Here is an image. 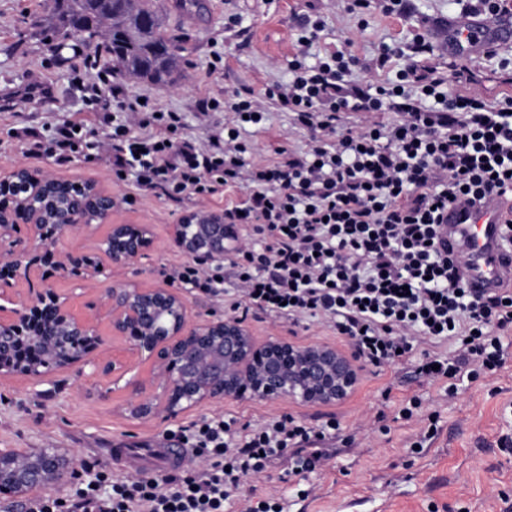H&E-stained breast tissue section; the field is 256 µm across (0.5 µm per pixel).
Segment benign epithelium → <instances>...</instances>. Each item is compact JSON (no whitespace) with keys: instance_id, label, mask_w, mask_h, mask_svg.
<instances>
[{"instance_id":"1","label":"benign epithelium","mask_w":512,"mask_h":512,"mask_svg":"<svg viewBox=\"0 0 512 512\" xmlns=\"http://www.w3.org/2000/svg\"><path fill=\"white\" fill-rule=\"evenodd\" d=\"M53 177L43 171L13 168L0 172V184L22 190L25 197L0 200V382L27 377L36 384L77 362L130 390L125 411L133 418L175 419L203 404L228 399L329 404L347 399L360 382V368L334 345H296L278 338L259 340L233 317L202 322L184 295L173 288H141L122 281L102 291L99 311L79 314L72 296L45 290L34 295L16 281L31 280L45 264L82 283L96 285L101 259L128 267L152 247L150 224H114L94 252L58 253L60 237L92 226L85 215V183L73 184L67 213L53 224L37 221L35 200ZM101 207L96 221L107 222L116 201L97 191ZM25 236H18L19 225ZM173 241L184 253L222 260L241 245L237 228L224 213L200 210L194 223L175 224ZM106 316L118 351H102L100 316ZM36 346L39 356L24 360L17 352ZM146 364L150 378H139ZM81 463L69 448H0V492L29 500L78 475Z\"/></svg>"}]
</instances>
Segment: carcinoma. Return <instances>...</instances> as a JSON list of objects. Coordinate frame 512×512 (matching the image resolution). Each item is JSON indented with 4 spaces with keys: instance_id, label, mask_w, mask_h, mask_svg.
Masks as SVG:
<instances>
[{
    "instance_id": "carcinoma-1",
    "label": "carcinoma",
    "mask_w": 512,
    "mask_h": 512,
    "mask_svg": "<svg viewBox=\"0 0 512 512\" xmlns=\"http://www.w3.org/2000/svg\"><path fill=\"white\" fill-rule=\"evenodd\" d=\"M55 30L84 41L104 38L113 67L138 80L163 82L183 60L153 0H59Z\"/></svg>"
}]
</instances>
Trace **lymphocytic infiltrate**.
I'll list each match as a JSON object with an SVG mask.
<instances>
[{
	"mask_svg": "<svg viewBox=\"0 0 512 512\" xmlns=\"http://www.w3.org/2000/svg\"><path fill=\"white\" fill-rule=\"evenodd\" d=\"M323 28L304 20L286 83L260 97L244 87L221 101L201 99V111L229 114L207 143L182 134L181 113L135 99L121 109L138 114L137 126L113 122L107 141L96 143L66 122L34 136L30 152L60 164L107 156L113 177L141 196L227 193L224 221L248 227L247 241L225 262L181 263L172 280L213 294L232 267L231 311L323 321L375 367L400 361L420 341L449 343L450 353L423 352L413 373L455 395L460 383L497 373L512 355L504 342L512 289L471 292L462 255L444 250L441 238L449 205L489 193L512 199V96L454 92L435 45L419 35L404 49L378 45L377 68L400 59L394 77L352 84L362 62L351 52L309 60ZM271 105L291 113L308 139L302 151L282 147L274 160L256 163L244 132L263 128ZM380 112L393 120L375 121ZM353 114L360 124H350ZM338 428L333 418L318 428L290 415L240 428L232 418L205 417L181 433L204 468L149 478L103 473L75 499L41 498L29 512H228L237 504L277 512L280 499H240L243 481L282 458L291 474L314 472L326 458L321 444Z\"/></svg>",
	"mask_w": 512,
	"mask_h": 512,
	"instance_id": "1",
	"label": "lymphocytic infiltrate"
}]
</instances>
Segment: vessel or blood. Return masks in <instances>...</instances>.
I'll return each instance as SVG.
<instances>
[{"label": "vessel or blood", "instance_id": "obj_1", "mask_svg": "<svg viewBox=\"0 0 512 512\" xmlns=\"http://www.w3.org/2000/svg\"><path fill=\"white\" fill-rule=\"evenodd\" d=\"M443 39L448 56L460 63L471 61L486 47L512 43V19L468 16L449 19ZM502 197L486 195L472 204L450 207L443 221L442 236L449 249L463 254L464 277L468 287L490 292L512 288V250L500 242L504 211L511 206ZM188 452L183 448H153L148 453L117 445L112 460L134 472H166L185 465Z\"/></svg>", "mask_w": 512, "mask_h": 512}]
</instances>
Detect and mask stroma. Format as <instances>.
<instances>
[{
  "label": "stroma",
  "mask_w": 512,
  "mask_h": 512,
  "mask_svg": "<svg viewBox=\"0 0 512 512\" xmlns=\"http://www.w3.org/2000/svg\"><path fill=\"white\" fill-rule=\"evenodd\" d=\"M468 0H408L405 12H383L372 0L363 16L349 13L345 0H204V9L187 0H160L164 25L186 46L184 60L166 83L155 84L117 75L122 97H147L160 107L180 112L184 131L199 140L224 124L223 112H202L206 97L223 98L243 87L263 91L288 79V61L298 49L301 18L320 17L324 29L314 50L339 48L369 60L380 42L403 43L415 34L436 39L435 26L462 14ZM54 0H0V98L10 101L0 112V170L16 166L49 172L63 181H89L111 192L117 201L108 223L96 224L85 235L63 237L57 249H94L115 224H149L154 244L131 267L103 264L96 289L79 288L60 277L57 269L42 267L32 281L19 288H56L74 296L77 312L99 308L98 291L116 281H133L154 288L168 280L171 268L187 256L172 241L169 230L192 212L210 207L223 210V199L202 205L192 197L174 202L165 197L137 196L131 183L113 179L105 159L77 156L65 164L34 158L27 152L28 132L49 135L55 125L70 121L81 126L93 141L106 138L119 101L104 96L91 104L86 87L98 76L108 75V58L102 39L75 45L53 33L50 18ZM223 66L209 73L214 56ZM98 61L97 70L74 71L83 59ZM41 82L50 96L22 98L29 84ZM460 93L480 89L491 98L512 95V44L499 47L494 59L479 57L464 76L453 79ZM265 130L254 136V160L273 158L280 147L300 149L302 131L289 114L269 107ZM243 325L258 339L276 336L300 345L323 342L349 350L345 337L327 326L305 320L292 322L272 314L249 315ZM361 381L346 400L328 405L283 401L227 400L192 410L177 420L128 419L121 406L125 390L108 391L106 381L90 368L74 365L54 373L52 383L32 386L15 378L0 382V448H69L90 472H112L113 442L161 440L178 444L181 429L205 416H232L238 425L255 426L273 416L290 415L317 426L336 418L341 424L322 450L324 466L308 474V497L296 496L294 476L283 463L247 478L243 493L278 495L285 512H512V359L496 375L460 388L446 397L440 386L413 378L409 361L377 368L361 364ZM419 397L423 414L400 419L401 403ZM436 414L438 431L420 453L410 445L421 428ZM383 416L387 433L371 430L375 416Z\"/></svg>",
  "instance_id": "stroma-1"
}]
</instances>
